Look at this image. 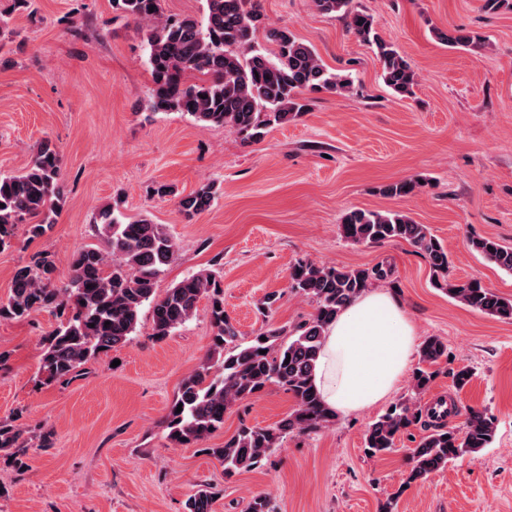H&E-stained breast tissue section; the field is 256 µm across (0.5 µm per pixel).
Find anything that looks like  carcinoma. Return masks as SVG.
<instances>
[{
	"label": "carcinoma",
	"mask_w": 512,
	"mask_h": 512,
	"mask_svg": "<svg viewBox=\"0 0 512 512\" xmlns=\"http://www.w3.org/2000/svg\"><path fill=\"white\" fill-rule=\"evenodd\" d=\"M163 0H112V9L146 28V63L152 77L149 109L181 112L202 128L230 126L246 140H257L307 111L309 95L344 96L353 90L348 75L328 69L313 47L287 27H268L257 0H204L202 17L170 16ZM32 0H10L0 12V49L10 35L7 16L30 9ZM323 14L347 20L356 38L374 47L382 79L400 98L415 94L417 76L396 46L377 31L374 17L356 9L353 0H314ZM263 32L265 44L257 40ZM437 37L448 47L484 48L479 35L455 28ZM417 179L384 185L390 197L416 194ZM216 183L200 185L178 205L188 217L206 211L215 200ZM63 202L61 155L48 142L40 144L27 169L0 175V250L12 246L19 225L28 239L43 236ZM103 246L79 248L65 280L53 279L54 265L43 255L35 265L19 267L11 294L0 302V318L23 319L31 312L55 308L67 313L45 337L39 361L44 384H67L102 350L127 343L135 335L142 309L151 312V337L161 342L190 321L200 300L208 302L213 336L200 367L180 383L165 427L177 446H197L224 429V414L272 386L290 393L295 405L280 421L266 426L242 418L235 432L218 448L204 453L224 464L230 478L270 458L291 433H311L327 426L336 413L324 404L310 381L324 333L342 309L377 282L390 280L389 267L317 265L296 261L288 288L314 304V312L293 325L265 324L249 340L222 309L220 273L204 269L178 281L163 295L156 282L171 265L178 247L161 224L147 218L128 220L109 205L94 218ZM339 236L352 244L405 241L423 256L434 288L461 305L485 315L512 321V299L476 279L460 282L450 272L448 250L425 224L396 211L349 210L338 224ZM469 246L486 262L512 273V246L493 238L472 237ZM448 359V345L427 337L413 372L414 390L426 392L436 377L433 367ZM182 411H177V407ZM420 426L423 434L411 449L404 484L424 482L449 462L474 459L493 442L496 419L485 408L470 407L463 426L424 421L420 409L397 402L368 427L364 445L371 456L395 450L396 441ZM28 448L24 431L0 422V458L23 467ZM217 492L202 484L184 504V512H213Z\"/></svg>",
	"instance_id": "obj_1"
}]
</instances>
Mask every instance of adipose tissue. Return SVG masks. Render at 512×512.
Returning a JSON list of instances; mask_svg holds the SVG:
<instances>
[{
	"label": "adipose tissue",
	"instance_id": "ef3b65f1",
	"mask_svg": "<svg viewBox=\"0 0 512 512\" xmlns=\"http://www.w3.org/2000/svg\"><path fill=\"white\" fill-rule=\"evenodd\" d=\"M414 346L415 332L400 301L387 291L367 290L329 325L313 384L334 412H361L394 391Z\"/></svg>",
	"mask_w": 512,
	"mask_h": 512
}]
</instances>
